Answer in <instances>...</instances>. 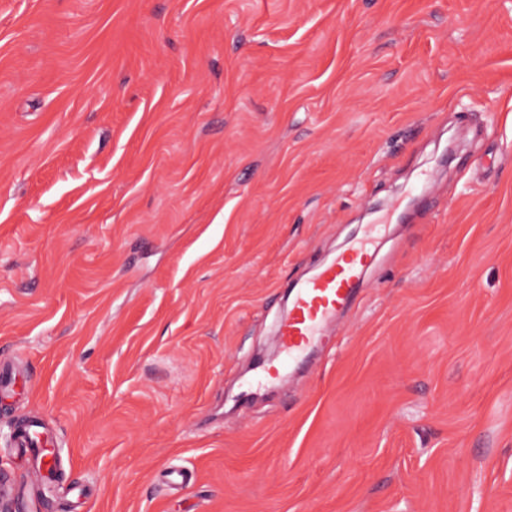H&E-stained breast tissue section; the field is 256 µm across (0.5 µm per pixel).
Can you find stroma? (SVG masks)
I'll list each match as a JSON object with an SVG mask.
<instances>
[{"label": "stroma", "instance_id": "obj_1", "mask_svg": "<svg viewBox=\"0 0 512 512\" xmlns=\"http://www.w3.org/2000/svg\"><path fill=\"white\" fill-rule=\"evenodd\" d=\"M0 361L39 512H512V0H0ZM373 260L374 253L360 242L296 289L291 312L278 327L288 361L313 344L336 313L347 306Z\"/></svg>", "mask_w": 512, "mask_h": 512}]
</instances>
